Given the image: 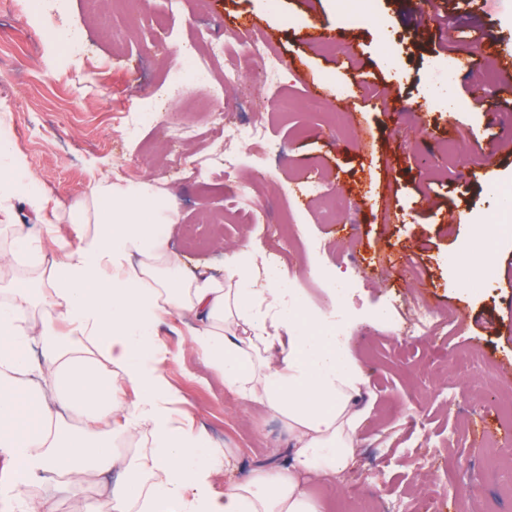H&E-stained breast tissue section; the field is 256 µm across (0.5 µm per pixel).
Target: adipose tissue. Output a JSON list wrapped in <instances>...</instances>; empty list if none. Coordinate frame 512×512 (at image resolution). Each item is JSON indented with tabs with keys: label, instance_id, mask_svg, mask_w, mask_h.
<instances>
[{
	"label": "adipose tissue",
	"instance_id": "ef3b65f1",
	"mask_svg": "<svg viewBox=\"0 0 512 512\" xmlns=\"http://www.w3.org/2000/svg\"><path fill=\"white\" fill-rule=\"evenodd\" d=\"M20 190L43 221L15 230L10 255L45 282L0 294V453L72 499L99 485L85 512H323L305 482L352 467L372 412L357 404L369 370L339 325L349 315L342 292L308 304L250 243L227 257L222 277L186 275L170 250L178 210L149 181L99 182L49 220V198L6 168L0 213ZM61 220L72 239L57 236ZM172 316L194 319L192 349L225 387L287 424L288 465L235 476L180 409L165 372L173 354L157 335ZM28 411L37 428L24 429ZM143 433L148 450L118 451L116 440ZM115 470L123 480L102 484Z\"/></svg>",
	"mask_w": 512,
	"mask_h": 512
}]
</instances>
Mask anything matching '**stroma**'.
<instances>
[{
    "mask_svg": "<svg viewBox=\"0 0 512 512\" xmlns=\"http://www.w3.org/2000/svg\"><path fill=\"white\" fill-rule=\"evenodd\" d=\"M167 0H114L112 31L102 34L85 0H56L57 23L44 32L20 8L0 11V59L18 62L0 81V137L10 141L16 175L71 205L97 182L151 181L179 212L172 243L185 274L221 275L224 257L255 241L285 283L326 301L325 272H339L358 318L355 353L370 369L375 410L353 469L343 480L311 481L328 512H414L411 491L429 490L437 512H512V458L495 440L499 393H512V237L485 244L494 275L473 288L458 276L459 254L494 222L499 192L512 186V92L487 88L485 71L512 46V0H375L374 14L342 29V51H322L301 36L311 24L336 25L337 0H183V20L167 59L151 42ZM279 56L267 95L294 99L324 88L325 105H346L347 125L296 108L266 126L260 145L241 146L246 177L262 170L268 187L224 184V131L216 110L254 121V82L236 98L216 99L217 81L190 83L180 44L202 35L234 37L241 18ZM194 125V139L167 146L172 123ZM318 169L347 211L322 221L319 203L296 190L298 174ZM265 209L266 224L223 223L227 204ZM290 223L299 250L281 253L277 223ZM413 256L415 274L399 259ZM422 295L438 316L454 314L441 338L401 345L400 295ZM173 353L167 377L182 409L204 425L241 471L273 462L288 428L263 406L241 400L219 372L199 362L178 319L159 327ZM382 476L391 500L373 499Z\"/></svg>",
    "mask_w": 512,
    "mask_h": 512,
    "instance_id": "stroma-1",
    "label": "stroma"
}]
</instances>
